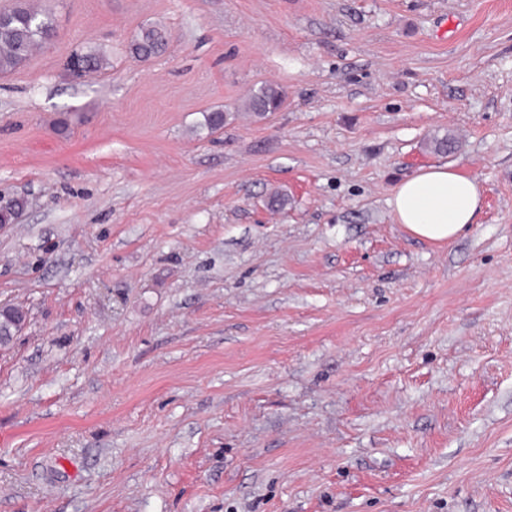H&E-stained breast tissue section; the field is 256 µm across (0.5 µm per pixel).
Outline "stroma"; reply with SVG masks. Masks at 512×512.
<instances>
[{
	"instance_id": "obj_1",
	"label": "stroma",
	"mask_w": 512,
	"mask_h": 512,
	"mask_svg": "<svg viewBox=\"0 0 512 512\" xmlns=\"http://www.w3.org/2000/svg\"><path fill=\"white\" fill-rule=\"evenodd\" d=\"M33 5L57 37L0 75V512H512V0ZM88 44L111 65L71 80ZM445 164L484 204L436 245L389 199ZM168 34L164 27L150 25L142 28L130 41L129 51L136 58L147 61L161 55L167 46ZM285 101L283 90L272 85H263L243 103L242 108L257 119H262L280 109ZM24 318V313L18 308L5 307L0 309V336L4 337L5 344L10 343L11 336L14 335L19 325L17 332L21 329Z\"/></svg>"
}]
</instances>
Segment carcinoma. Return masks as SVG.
<instances>
[{"mask_svg":"<svg viewBox=\"0 0 512 512\" xmlns=\"http://www.w3.org/2000/svg\"><path fill=\"white\" fill-rule=\"evenodd\" d=\"M4 26L0 29V73H8L23 65L32 52L51 43L57 35L56 23L48 10L36 9L28 0L15 3L0 11ZM168 34L164 27L150 25L141 29L130 41L129 51L136 58L147 61L161 55L167 46ZM109 66V58L99 48L88 46L73 52L66 70L76 78L97 73ZM285 101L283 90L263 85L243 103L242 108L257 119L280 109ZM23 208L20 199L0 200V224H10ZM24 322L22 310L14 307L0 309V336L4 343L11 341L19 325Z\"/></svg>","mask_w":512,"mask_h":512,"instance_id":"obj_1","label":"carcinoma"}]
</instances>
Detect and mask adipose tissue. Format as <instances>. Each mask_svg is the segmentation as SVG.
Masks as SVG:
<instances>
[{
  "mask_svg": "<svg viewBox=\"0 0 512 512\" xmlns=\"http://www.w3.org/2000/svg\"><path fill=\"white\" fill-rule=\"evenodd\" d=\"M389 205L412 236L442 244L474 223L483 207V189L477 178L450 166H429L398 183Z\"/></svg>",
  "mask_w": 512,
  "mask_h": 512,
  "instance_id": "obj_1",
  "label": "adipose tissue"
}]
</instances>
